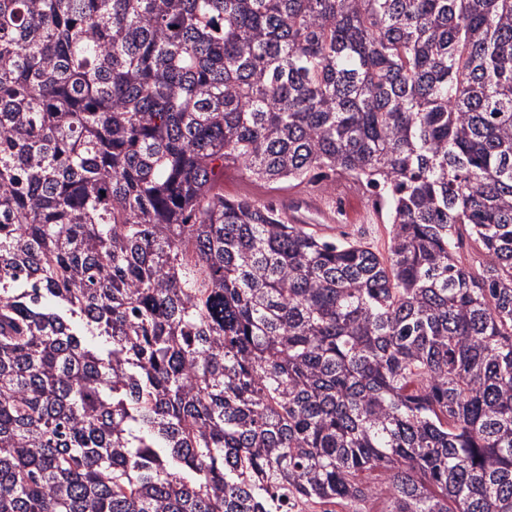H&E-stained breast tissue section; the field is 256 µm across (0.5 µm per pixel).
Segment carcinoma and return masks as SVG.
Listing matches in <instances>:
<instances>
[{
    "label": "carcinoma",
    "instance_id": "cac0c4a2",
    "mask_svg": "<svg viewBox=\"0 0 512 512\" xmlns=\"http://www.w3.org/2000/svg\"><path fill=\"white\" fill-rule=\"evenodd\" d=\"M379 499L512 512V0H0V512ZM303 185L309 186L306 188ZM305 190H315V194L321 195L323 205L327 210L332 212L335 210V216L337 204L342 214L339 216L340 223L327 224L330 225L329 229L321 230L310 225V230L334 242L345 240L342 234L356 237L364 233L368 241L384 249V244L387 242L386 228H389V224H384L378 215L374 205L376 198L371 194L370 189L350 176L329 172L328 177L315 184H301L273 191L267 185L250 184L238 168L224 170V196L226 197H236L244 193L260 202L273 199L279 204L288 201L291 197L303 195L302 192ZM299 207L288 208L287 203L282 206V211L289 224H307L310 222V218L307 213H314L321 211L320 205L313 199L303 197L301 202L295 203Z\"/></svg>",
    "mask_w": 512,
    "mask_h": 512
}]
</instances>
